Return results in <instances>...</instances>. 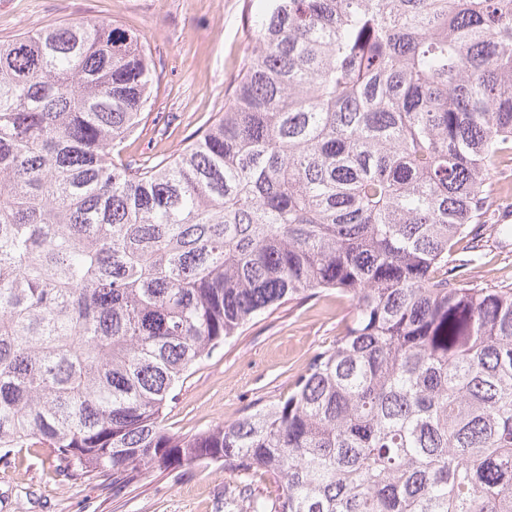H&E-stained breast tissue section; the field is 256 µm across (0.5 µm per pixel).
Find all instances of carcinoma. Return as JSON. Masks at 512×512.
I'll use <instances>...</instances> for the list:
<instances>
[{
    "mask_svg": "<svg viewBox=\"0 0 512 512\" xmlns=\"http://www.w3.org/2000/svg\"><path fill=\"white\" fill-rule=\"evenodd\" d=\"M217 116L126 160L156 79L106 21L0 43V453L122 488L218 464L251 512H512V289L455 254L512 145V0H262ZM351 305L283 400L194 435L189 370Z\"/></svg>",
    "mask_w": 512,
    "mask_h": 512,
    "instance_id": "obj_1",
    "label": "carcinoma"
}]
</instances>
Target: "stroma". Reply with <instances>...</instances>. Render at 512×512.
Returning <instances> with one entry per match:
<instances>
[{
  "mask_svg": "<svg viewBox=\"0 0 512 512\" xmlns=\"http://www.w3.org/2000/svg\"><path fill=\"white\" fill-rule=\"evenodd\" d=\"M260 0H0V41L63 22L96 18L137 35L150 47L159 79L150 115L124 143L141 160L175 154L224 108ZM498 209L491 221L512 225V152L491 179ZM484 288L512 287V234L485 232L484 247L462 272ZM350 310L327 291L284 305L250 325L196 365L165 424L194 434L277 402L293 388L310 358L336 340ZM239 478L210 465L187 472H152L120 492L111 481L60 473L45 448L15 450L0 460V512H247Z\"/></svg>",
  "mask_w": 512,
  "mask_h": 512,
  "instance_id": "obj_1",
  "label": "stroma"
}]
</instances>
